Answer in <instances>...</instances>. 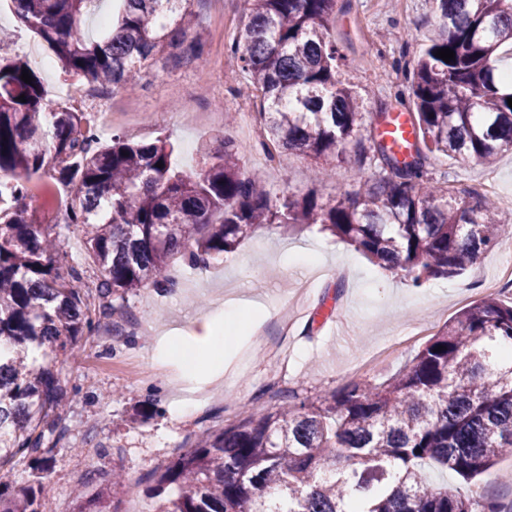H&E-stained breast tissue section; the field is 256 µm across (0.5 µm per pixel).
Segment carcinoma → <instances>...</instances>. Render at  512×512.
<instances>
[{
    "label": "carcinoma",
    "instance_id": "carcinoma-1",
    "mask_svg": "<svg viewBox=\"0 0 512 512\" xmlns=\"http://www.w3.org/2000/svg\"><path fill=\"white\" fill-rule=\"evenodd\" d=\"M11 2L66 76L114 93L132 90L170 49L202 57L194 0H123L101 40L84 29L94 0ZM434 2L438 35L409 70L418 139L404 160L380 136L388 114L372 117L336 78L337 0H253L229 44L259 98L268 153L308 154L316 182L336 162L367 173L358 190L327 204L314 188L273 203L226 137L203 149L192 173L173 168L168 136L134 142L114 133L102 144L85 113L55 103L26 61H0V468L25 458L41 474L52 468L45 431L67 402L54 361L98 329L74 286L83 270L66 264L63 230L73 225L101 273L107 316L124 315L128 295L165 287L173 261L205 264L270 224L319 225L415 285L461 275L512 234L497 202L453 192L429 171L435 153L490 164L512 149V78L494 65L512 45V0ZM442 48L455 59L435 56ZM46 178L69 188L60 222L28 203ZM508 455L512 303L489 295L392 378L351 381L315 399L290 390L265 414L204 431L149 480L166 495L157 512H507L478 479L499 475ZM427 464L453 471L466 489L423 481ZM127 483L113 475L94 497H79L78 512H118L110 496ZM44 491L41 480L0 487V512H38Z\"/></svg>",
    "mask_w": 512,
    "mask_h": 512
}]
</instances>
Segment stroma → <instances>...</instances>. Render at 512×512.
<instances>
[{
  "label": "stroma",
  "mask_w": 512,
  "mask_h": 512,
  "mask_svg": "<svg viewBox=\"0 0 512 512\" xmlns=\"http://www.w3.org/2000/svg\"><path fill=\"white\" fill-rule=\"evenodd\" d=\"M202 19L203 63L169 55L156 57L141 73L134 95L121 96L85 85L90 96L113 109L127 105L143 112V123L120 125L133 141L170 136L177 170L197 169L201 148L216 137L233 138L244 163L263 173L273 202L317 188L321 202L356 189L347 165L333 167L321 184H312L311 159L301 152L266 158L258 141L247 139L245 123H256L257 101L237 106L235 92L245 83L239 59L227 49L247 11L246 0H196ZM436 25L433 0H337L330 28L342 58L337 78L366 99L372 113L411 110L398 103L407 90L406 72L426 47ZM0 28L10 38L0 55L29 62L49 95H59L66 79L53 53L40 37L13 14L11 0H0ZM433 176L453 189L482 190L512 206V151L499 153L492 164L431 157ZM64 248L73 265L85 271L79 287L88 298L91 316L99 314V270L91 263L79 228L65 233ZM512 257V237L485 254L457 278H432L414 287L385 271L338 238L317 227L272 225L259 229L224 257L181 277L182 262H173L164 290H143L129 298L137 322L149 323L151 335L107 334L98 328L79 337L72 353L55 362L60 383L72 400L59 413L66 432L58 442L47 481L50 492L40 512H75L76 487L83 475L107 480L113 469L131 482L120 495V512L140 506L155 512L148 475L191 446L204 429L236 422L240 405L256 412L270 410L282 391L325 395L350 381L386 380L409 364L415 354L462 308L483 298L480 279L495 278ZM304 289V306L289 329L272 318L239 329V349L225 352L221 398L181 417L183 382L210 388L201 373L185 375L171 359L157 368L162 337L179 333L184 348L195 347L200 318L220 316L231 297L257 298L284 306Z\"/></svg>",
  "instance_id": "obj_1"
}]
</instances>
